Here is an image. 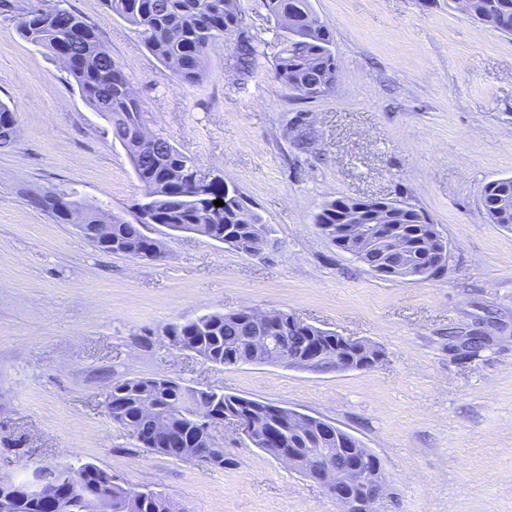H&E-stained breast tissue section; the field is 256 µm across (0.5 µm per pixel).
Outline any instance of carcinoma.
<instances>
[{"label": "carcinoma", "instance_id": "carcinoma-1", "mask_svg": "<svg viewBox=\"0 0 512 512\" xmlns=\"http://www.w3.org/2000/svg\"><path fill=\"white\" fill-rule=\"evenodd\" d=\"M464 2L468 15L481 25L512 34L507 24L512 22V0H449L454 5ZM112 14L134 27L147 50L169 68L178 82L198 85L207 76V55L212 46L233 31H238L233 55V66L239 73L254 68L258 47L254 39L238 29V12L234 0H103ZM268 11L280 20H288L313 12L310 0H265ZM17 30L28 42H44L45 51L55 55V47H70L78 55V62L64 66L87 104L110 123L112 139L125 149L133 166L143 195L135 203L138 210H148L149 223L162 224L172 231H201L209 238L224 242L243 253L255 246L253 224L257 218L245 217L241 207L229 203L215 206L207 197H198L179 191L193 183L200 166L191 157L181 153L164 137L148 132L146 119L133 89L112 56L102 46L94 28L79 14L65 8L51 7L42 2L29 3L18 15ZM331 35L319 25L315 42L307 52L315 58L318 68L295 70L288 57L276 59V78L289 90L305 99L304 88L316 80L318 70L336 64L331 49ZM17 141V119L13 110L0 103V150L11 149ZM512 198V177L492 180L481 190V204L487 217L499 207V202ZM38 209L51 213L59 222H65L56 196L33 197ZM404 222L394 225L396 235L416 244L433 225L425 214L410 206L403 212ZM85 223L112 225V247H123V253L140 257L138 244L142 235L138 224L117 221L96 208L86 209ZM339 250L359 257L364 265L374 268L378 253L386 243L376 242L367 249L354 248L342 238L331 237ZM283 325L272 332L276 347L290 355L305 349L304 341L317 345L323 353L320 370L334 368L336 357L345 355L358 359L353 346H344L336 333L323 330L307 338L288 326L290 313L281 312ZM167 335L182 336L208 362L228 366L240 354H246L249 337L254 335L252 320L242 311L210 313L204 328L195 323H177L167 328ZM135 379L124 378L112 383V400L121 403L122 413L112 421L135 440L147 439L153 431V417L142 412L140 394L134 389ZM157 411L171 416L174 439L181 447L156 449V452L177 460L186 459V450L200 458L208 457L214 444L211 432L201 430L195 414L204 409L218 422L240 416L252 422L259 431L277 429L285 439V447L306 451L310 448H337L331 463L338 469L358 465L370 469L380 461L361 458L352 448L325 438L313 425L298 429L290 420L293 410L270 402L246 398L236 394L187 389L167 378L158 391L151 392ZM72 477L79 492L62 512H181L172 500L156 491H139L123 487L112 480V474L91 462L78 468L42 469V481L52 487ZM16 498L15 512H51V496L30 498L24 492L23 482L0 478Z\"/></svg>", "mask_w": 512, "mask_h": 512}]
</instances>
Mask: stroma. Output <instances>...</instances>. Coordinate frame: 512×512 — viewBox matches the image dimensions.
<instances>
[{"label":"stroma","mask_w":512,"mask_h":512,"mask_svg":"<svg viewBox=\"0 0 512 512\" xmlns=\"http://www.w3.org/2000/svg\"><path fill=\"white\" fill-rule=\"evenodd\" d=\"M92 24L154 133L236 187L274 229L259 255L159 224L156 260L96 249L33 208L66 189L133 221L142 187L105 117L62 66L0 12V102L19 138L0 151V477L90 461L185 512H337L322 488L214 428L215 469L135 447L106 403L114 380L169 377L330 420L380 460L374 512H512V230L490 223L482 186L512 176V36L448 0H310L328 27L336 84L302 99L275 76L280 33L263 0H240L264 46L251 73L234 40L210 76L180 84L102 0H50ZM392 200L448 241L445 270L385 279L325 239L327 202ZM283 310L377 345L372 368L315 372L208 363L166 334L209 312ZM484 347L465 356L469 337Z\"/></svg>","instance_id":"stroma-1"}]
</instances>
